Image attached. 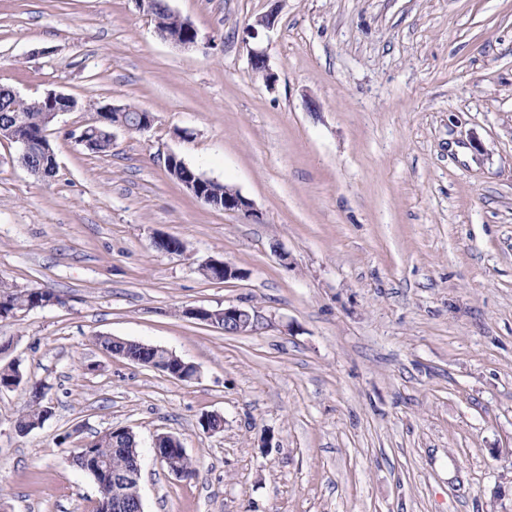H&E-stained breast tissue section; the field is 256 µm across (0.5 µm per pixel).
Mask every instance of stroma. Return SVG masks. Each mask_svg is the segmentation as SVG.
<instances>
[{"mask_svg": "<svg viewBox=\"0 0 512 512\" xmlns=\"http://www.w3.org/2000/svg\"><path fill=\"white\" fill-rule=\"evenodd\" d=\"M167 3L197 49L134 0H0V86L78 102L46 131L51 179L0 141V281L63 299L0 318V362L23 374L0 392V504L92 512L97 484L67 458L127 428L143 512H512V0ZM272 10L274 30L248 36ZM127 105L153 126L113 129L106 153L79 143L98 108ZM170 153L259 221L197 200ZM210 260L242 278L208 279ZM228 305L263 325L185 315ZM103 336L165 347L198 378ZM35 382L52 415L22 435ZM165 434L195 477L156 458ZM134 2L139 12L145 16L151 17V19L154 20L156 24V32L162 39L188 48L198 46V32L190 22L179 17L183 25V30L180 34H171L168 31L162 30L160 27H158L156 14L159 10L160 4L157 2V0H135ZM212 194L224 198V208L219 203H211L213 207L222 208L224 212L242 215L246 219H259L257 211L254 209L252 202L243 196L239 191L228 188L224 183L217 182L212 186ZM188 315L211 324L224 333L248 334L253 333L262 325L263 317L256 310H248L235 305L225 306L223 309L191 308ZM133 346H138L140 349L144 350L140 351L139 349L136 348H133L131 350V352L138 357L149 359L151 357V354L148 353L147 351H150L152 354H154V358H152L151 362L149 364H146L149 367L167 373L171 377L180 381L194 380L197 376V370L193 365L183 362L180 358H178L177 355L176 357L172 351H169L168 349L163 347L147 345L112 336V351L108 349L107 351H109L110 354L114 356H118L135 363L143 364L141 360L130 355L128 350ZM173 359L178 360L179 364L181 365V368H178L174 365H170V362ZM188 368L189 371L188 373H186L185 370Z\"/></svg>", "mask_w": 512, "mask_h": 512, "instance_id": "obj_1", "label": "stroma"}]
</instances>
